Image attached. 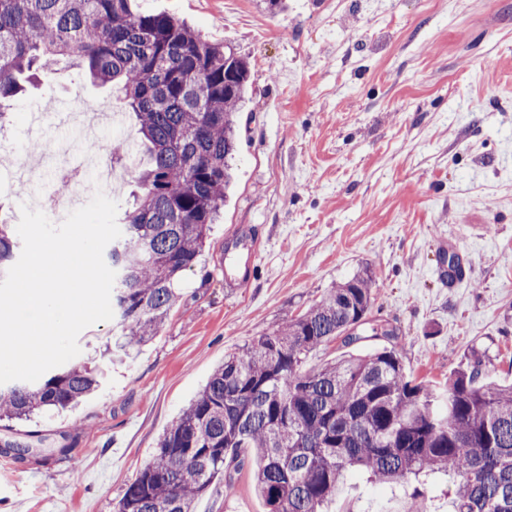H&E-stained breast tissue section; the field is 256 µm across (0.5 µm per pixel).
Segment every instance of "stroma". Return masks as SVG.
<instances>
[{"instance_id": "35a3bbf8", "label": "stroma", "mask_w": 512, "mask_h": 512, "mask_svg": "<svg viewBox=\"0 0 512 512\" xmlns=\"http://www.w3.org/2000/svg\"><path fill=\"white\" fill-rule=\"evenodd\" d=\"M131 0L171 15L251 68L238 114L235 182L198 265L161 332L112 359L115 321L84 329L78 363L104 385L76 407L34 421H0V441L31 444L0 456V512H114L157 438L227 354L272 331L363 268L376 300L361 338L313 352L317 365L364 355L396 327L405 370L443 389L463 366L487 384L512 382V0ZM106 91L65 68L14 99L0 157L37 159L81 143L49 119ZM32 183L0 164V216L18 224ZM247 236L257 256L245 282L224 278V243ZM462 258L449 282L445 259ZM409 492L373 487L361 472L329 512H408ZM195 512H268L249 471L213 485Z\"/></svg>"}]
</instances>
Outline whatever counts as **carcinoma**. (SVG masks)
<instances>
[{
  "label": "carcinoma",
  "mask_w": 512,
  "mask_h": 512,
  "mask_svg": "<svg viewBox=\"0 0 512 512\" xmlns=\"http://www.w3.org/2000/svg\"><path fill=\"white\" fill-rule=\"evenodd\" d=\"M63 61L133 112L148 155L109 253L115 346L124 350L160 332L219 217L249 63L131 0H0V127L12 122L9 101ZM18 248L0 218V278ZM374 288L372 274H358L225 357L158 438L116 512H193L215 482L229 492L246 468L269 512H327L351 470L377 486L443 473L452 512H512V384L481 383L477 363L437 391L407 375L394 343L306 367L316 348L360 339ZM97 386L73 364L0 387V420L65 407Z\"/></svg>",
  "instance_id": "1"
}]
</instances>
